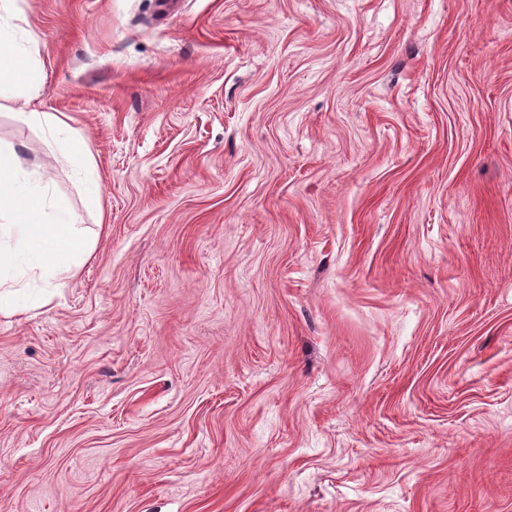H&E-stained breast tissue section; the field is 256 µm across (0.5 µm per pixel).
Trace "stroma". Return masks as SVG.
I'll list each match as a JSON object with an SVG mask.
<instances>
[{"label": "stroma", "mask_w": 512, "mask_h": 512, "mask_svg": "<svg viewBox=\"0 0 512 512\" xmlns=\"http://www.w3.org/2000/svg\"><path fill=\"white\" fill-rule=\"evenodd\" d=\"M4 22L0 144L97 242L0 312V512H512V0ZM5 48L8 52H5ZM34 52L32 47L20 52L13 49L9 32L0 26V93L8 87L22 88L31 96L38 93L42 81L41 72L28 59ZM17 115L23 123L39 127L54 140L61 134H66L67 148L62 154V158L79 172L87 175L94 173L85 139L64 117L54 115L51 112H37L35 110L18 112Z\"/></svg>", "instance_id": "stroma-1"}]
</instances>
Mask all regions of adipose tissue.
<instances>
[{"label": "adipose tissue", "mask_w": 512, "mask_h": 512, "mask_svg": "<svg viewBox=\"0 0 512 512\" xmlns=\"http://www.w3.org/2000/svg\"><path fill=\"white\" fill-rule=\"evenodd\" d=\"M41 81L28 51L13 50L9 32L0 26V89L21 88L34 95ZM19 118L51 138L66 136L64 160L77 171L92 174L86 142L64 117L33 110ZM92 250L77 215L56 201L49 183L24 169L13 150L0 146V309L27 280L38 278L63 287L78 275Z\"/></svg>", "instance_id": "ef3b65f1"}]
</instances>
